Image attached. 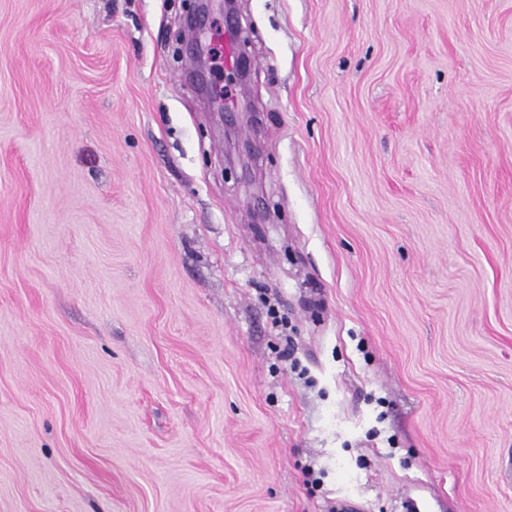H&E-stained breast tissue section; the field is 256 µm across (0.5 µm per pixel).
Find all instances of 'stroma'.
<instances>
[{"label":"stroma","instance_id":"1","mask_svg":"<svg viewBox=\"0 0 512 512\" xmlns=\"http://www.w3.org/2000/svg\"><path fill=\"white\" fill-rule=\"evenodd\" d=\"M184 5L0 0V512H512V0Z\"/></svg>","mask_w":512,"mask_h":512}]
</instances>
